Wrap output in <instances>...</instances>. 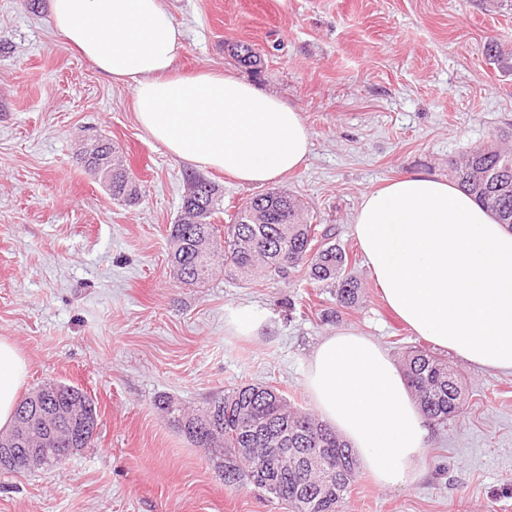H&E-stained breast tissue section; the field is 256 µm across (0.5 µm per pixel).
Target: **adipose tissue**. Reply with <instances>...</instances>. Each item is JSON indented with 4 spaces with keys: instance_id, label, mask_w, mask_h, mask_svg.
<instances>
[{
    "instance_id": "ef3b65f1",
    "label": "adipose tissue",
    "mask_w": 512,
    "mask_h": 512,
    "mask_svg": "<svg viewBox=\"0 0 512 512\" xmlns=\"http://www.w3.org/2000/svg\"><path fill=\"white\" fill-rule=\"evenodd\" d=\"M50 24L113 81L140 127L176 160L261 186L310 153L300 112L215 71L178 75L183 31L160 0H50ZM352 234L386 304L412 332L482 370L512 373V231L453 182L426 174L364 194ZM28 363L0 337V430L14 423ZM303 387L380 487L416 481L431 429L403 371L370 337L320 339Z\"/></svg>"
}]
</instances>
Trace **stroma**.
Instances as JSON below:
<instances>
[{
    "label": "stroma",
    "mask_w": 512,
    "mask_h": 512,
    "mask_svg": "<svg viewBox=\"0 0 512 512\" xmlns=\"http://www.w3.org/2000/svg\"><path fill=\"white\" fill-rule=\"evenodd\" d=\"M183 32L182 73L232 74L301 112L305 166L272 182L297 196L354 261L355 306L306 267L201 288L170 272L169 231L193 169L139 126L132 87L70 49L36 10L0 0V337L29 361L20 388L82 389L97 409L91 445L62 464L0 472V512H287L231 488L204 449L156 405L197 408L242 384L279 388L312 411L305 363L322 336L354 328L393 359L433 351L461 378L467 408L433 427L425 473L378 487L365 471L339 512H512V373L432 348L386 307L350 229L383 181L447 178L452 160L512 133V0H161ZM260 53L241 64L235 45ZM497 52H490V45ZM102 137L140 189L113 200L78 155ZM259 321L245 336L232 319Z\"/></svg>",
    "instance_id": "1"
}]
</instances>
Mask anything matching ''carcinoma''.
I'll return each instance as SVG.
<instances>
[{
    "label": "carcinoma",
    "mask_w": 512,
    "mask_h": 512,
    "mask_svg": "<svg viewBox=\"0 0 512 512\" xmlns=\"http://www.w3.org/2000/svg\"><path fill=\"white\" fill-rule=\"evenodd\" d=\"M234 55L242 64L257 66L261 57L252 45H236ZM84 151L92 165L100 164L99 175L111 180L112 198L127 205L139 201V189L116 149L95 139ZM449 176L473 196L501 224L512 228V144L496 139L469 150L453 163ZM203 177L192 179L181 200L180 215L170 230V266L179 280L204 285L218 262L232 279L256 275L280 276L302 263L310 276L336 288V304L349 308L359 298L360 284L349 271L350 255L327 229L304 219V205L282 191L250 198L238 208L233 222L219 229L211 223L220 210L221 195L209 184L212 203L202 206L195 190ZM497 204H488V197ZM224 232V242L217 233ZM403 372L411 391L428 420L445 422L462 413L466 405L458 379L448 363L417 348L405 352ZM59 406L73 402L94 405L81 389L58 383ZM158 407L187 439L200 448L210 447L211 434L224 432L221 445L224 474L232 476L231 486H249L265 497L287 503L292 512H337L357 474V458L343 439L315 415L293 407L275 387L243 384L203 406L188 411L169 396L158 399ZM92 437L70 442L63 431L57 445L42 452L56 458L64 449L87 448ZM240 448H317L325 461L320 481L303 479L294 473L265 475L253 469L238 453Z\"/></svg>",
    "instance_id": "carcinoma-1"
}]
</instances>
